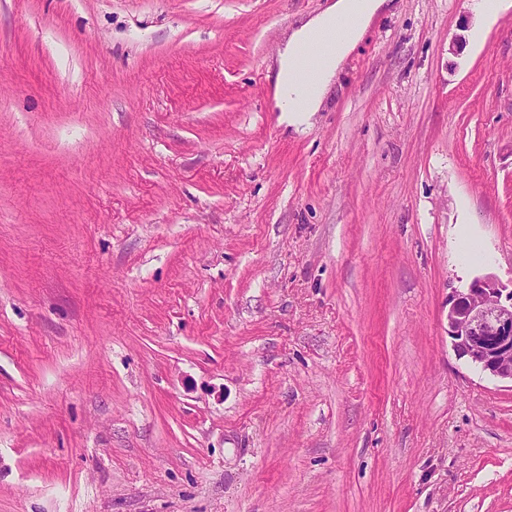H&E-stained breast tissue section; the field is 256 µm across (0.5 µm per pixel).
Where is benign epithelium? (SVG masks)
<instances>
[{"instance_id":"7a95c632","label":"benign epithelium","mask_w":512,"mask_h":512,"mask_svg":"<svg viewBox=\"0 0 512 512\" xmlns=\"http://www.w3.org/2000/svg\"><path fill=\"white\" fill-rule=\"evenodd\" d=\"M448 336L461 358L512 383V288L493 275L472 281L448 299Z\"/></svg>"}]
</instances>
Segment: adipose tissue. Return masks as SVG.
<instances>
[{
	"instance_id": "ef3b65f1",
	"label": "adipose tissue",
	"mask_w": 512,
	"mask_h": 512,
	"mask_svg": "<svg viewBox=\"0 0 512 512\" xmlns=\"http://www.w3.org/2000/svg\"><path fill=\"white\" fill-rule=\"evenodd\" d=\"M393 0H332L321 13L306 18L288 35L278 53L273 83L275 108L295 130L310 126L345 60L363 39L376 16L391 9ZM334 39L332 50L321 60L313 84L297 82L302 51L317 38Z\"/></svg>"
}]
</instances>
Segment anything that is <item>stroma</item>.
<instances>
[{
    "mask_svg": "<svg viewBox=\"0 0 512 512\" xmlns=\"http://www.w3.org/2000/svg\"><path fill=\"white\" fill-rule=\"evenodd\" d=\"M327 4L0 0V512H512V11L394 0L299 133ZM475 9L481 19V25L474 29V40L480 43L485 35V27L496 22L500 15L512 9L511 0H476ZM448 336L454 351L490 377L512 383V282L493 275L472 281L448 299Z\"/></svg>",
    "mask_w": 512,
    "mask_h": 512,
    "instance_id": "35a3bbf8",
    "label": "stroma"
}]
</instances>
